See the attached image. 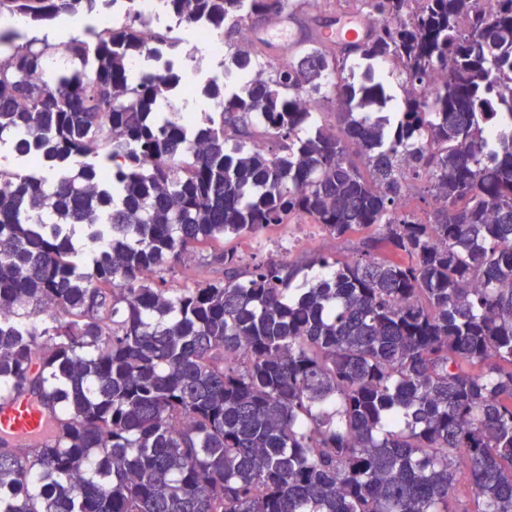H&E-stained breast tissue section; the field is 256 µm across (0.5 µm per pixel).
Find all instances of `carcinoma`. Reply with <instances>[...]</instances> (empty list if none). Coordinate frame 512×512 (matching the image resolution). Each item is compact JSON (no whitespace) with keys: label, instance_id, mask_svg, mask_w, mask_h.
Wrapping results in <instances>:
<instances>
[{"label":"carcinoma","instance_id":"cac0c4a2","mask_svg":"<svg viewBox=\"0 0 512 512\" xmlns=\"http://www.w3.org/2000/svg\"><path fill=\"white\" fill-rule=\"evenodd\" d=\"M165 3L230 38L286 0ZM368 5L394 24L363 43L230 45L204 125L161 111L173 61L131 75L133 9L58 43L0 29V142L23 160L0 169V404L49 412L44 436L0 438V512H512V0ZM158 39L154 59L182 43ZM302 218L375 237L350 261L223 249L224 280L168 286L195 247Z\"/></svg>","mask_w":512,"mask_h":512}]
</instances>
